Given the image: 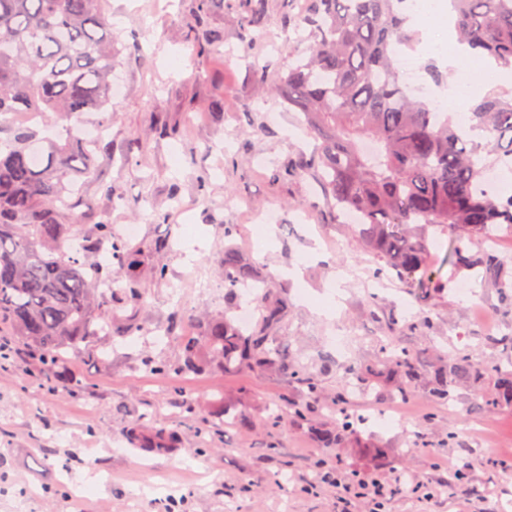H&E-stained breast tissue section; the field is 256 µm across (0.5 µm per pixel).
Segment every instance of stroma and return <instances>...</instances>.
Returning <instances> with one entry per match:
<instances>
[{
	"label": "stroma",
	"mask_w": 512,
	"mask_h": 512,
	"mask_svg": "<svg viewBox=\"0 0 512 512\" xmlns=\"http://www.w3.org/2000/svg\"><path fill=\"white\" fill-rule=\"evenodd\" d=\"M304 6L264 0L251 25L250 0H224L211 13L224 50L207 55L189 39L195 0H107L112 78L125 93L112 104L97 176L83 185L97 203L84 222L105 213L114 228L139 225L128 273L161 264L167 276L149 282L135 315L139 332L96 338L94 357L40 368L8 337L15 354L0 362V512H166L173 501L180 512H340L334 487L308 484L324 456L310 428L332 426L328 403L349 365L378 362L386 342L410 350L428 373L446 352L500 359L486 339L512 334V316L501 312L492 285L447 269L433 303L419 306L400 282L373 279L376 261L362 253L347 217L330 216L320 187L298 172L313 141L272 85L309 45L292 24ZM270 210L277 221L265 224L263 242L255 226ZM228 224L236 227L230 237ZM228 246L272 275L273 293L288 294L277 334L321 382L324 405L311 422L267 424V407L304 399L287 374L208 369L168 380L142 363L147 355L179 359L177 340L157 337L174 310L189 330L199 315L232 306L207 289L221 278L212 259ZM184 391L197 399L193 412L180 405ZM493 391L490 380L479 390L463 384L440 407L421 388L405 402L388 389L355 394L357 433L340 451L342 471L390 481L395 451L404 448L403 468L434 496L403 488L387 512H512V408L479 409ZM220 398L251 425L225 424L209 435L208 452L197 453L196 429L212 421ZM140 417L175 432L176 451L132 448L127 425ZM418 434L425 444L413 445ZM284 460L292 468L282 486ZM466 467L468 485L454 484Z\"/></svg>",
	"instance_id": "stroma-1"
}]
</instances>
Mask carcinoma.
<instances>
[{
    "label": "carcinoma",
    "instance_id": "cac0c4a2",
    "mask_svg": "<svg viewBox=\"0 0 512 512\" xmlns=\"http://www.w3.org/2000/svg\"><path fill=\"white\" fill-rule=\"evenodd\" d=\"M405 0H307L296 28L309 30L307 56L288 64L275 91L314 140V155L300 168L317 173L331 211L352 215L364 251L421 305L441 289L442 272L483 269L512 314V260L493 247L512 229V195L502 197L487 173L512 169V90L491 91L468 104L471 133L448 112L436 111L407 89L395 61L396 48L412 49L418 29ZM457 41L481 51L498 67L512 69V0H451ZM213 0H198L190 27L202 53L223 41L210 27ZM112 22L103 0H0V322L12 335L56 365L89 353L95 337L130 336L139 327L127 310L145 305V281L123 273L132 245L104 214L86 234L81 208L92 200L81 186L96 170L103 140L86 146L70 130L88 112L112 125ZM448 237L437 257L432 248ZM83 239L74 250L71 239ZM104 245L110 261L89 254ZM227 294L264 286L239 251L216 258ZM257 317L244 331L222 314L178 334L182 357L175 363L144 360L158 375L185 376L209 367L226 374L251 370L288 372L306 402L268 409L280 426L305 421L318 400V378L290 361L276 328L286 301L257 293ZM503 360L484 364L466 351L443 357L427 381L441 406L460 384L494 381L484 409L512 406V335L487 338ZM345 387L361 392L393 384L409 399L422 379L410 352L390 343L380 367L349 371ZM356 432L341 410L335 425L316 432L328 451L343 448ZM131 443L156 452L174 447L173 434L137 420Z\"/></svg>",
    "mask_w": 512,
    "mask_h": 512
}]
</instances>
